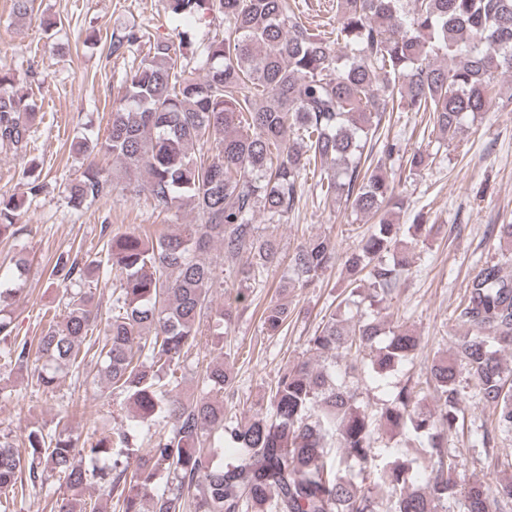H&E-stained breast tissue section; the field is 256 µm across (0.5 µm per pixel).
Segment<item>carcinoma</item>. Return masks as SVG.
Instances as JSON below:
<instances>
[{
    "label": "carcinoma",
    "mask_w": 512,
    "mask_h": 512,
    "mask_svg": "<svg viewBox=\"0 0 512 512\" xmlns=\"http://www.w3.org/2000/svg\"><path fill=\"white\" fill-rule=\"evenodd\" d=\"M163 7L183 19L221 14L224 35L196 58L186 52L185 31L150 43L121 87L106 134L75 138L74 149L91 160L68 192L78 203L106 193L110 180L92 160L104 153L128 181L147 175L157 206L169 211L189 202L200 223L154 238L112 235L107 265L121 284L104 322L92 296L73 293L37 339H20L4 308L21 289L0 290V340L9 344L0 356L21 369L34 366L45 390L81 370L134 408L113 423L90 410L95 428L81 443L33 426L21 454L1 436L0 512H13L17 497L47 473L67 487L52 512H104L85 494L92 484L114 512H448L450 501L457 512H492L512 504V479L457 483L464 459L447 448L448 434L464 429L466 379L492 409L494 429L512 432V368L503 362L512 353V277L500 266L486 265L469 281L456 317L465 331L454 337L453 354L433 356L424 382L406 381L376 413L336 382L339 365L383 377L418 352V337L401 325L384 327L379 314L410 271L411 249L434 230L421 211L405 245L402 226L382 217L343 256L325 236L306 239L288 256L283 295L343 260L349 317L334 311L308 337V357L280 372L265 408L241 420L224 417L231 378L222 361L201 370L192 398L172 381L201 337L224 335L231 321L232 311L211 299L224 259L241 260L242 306L252 283L282 261L277 238L251 223L254 211L281 223L315 172L326 204L344 200L373 216L404 208L373 167L383 113L426 112L438 138L451 140L485 111L495 77L512 73V0H341L328 36L313 32L289 0H163ZM192 62L206 71L203 78L187 70ZM37 115L36 102L0 72V149L25 148ZM24 203L0 195V242L23 231L17 217ZM216 244L218 259L202 258ZM53 273L70 280L85 268L61 254ZM291 315L281 300L260 320L272 336ZM84 345L93 351L89 361ZM373 348L364 363L362 353ZM144 426L159 427L145 454ZM397 435L425 449L418 482L414 460L379 445ZM226 448L237 457L224 461ZM353 463L358 481L346 473Z\"/></svg>",
    "instance_id": "1"
}]
</instances>
